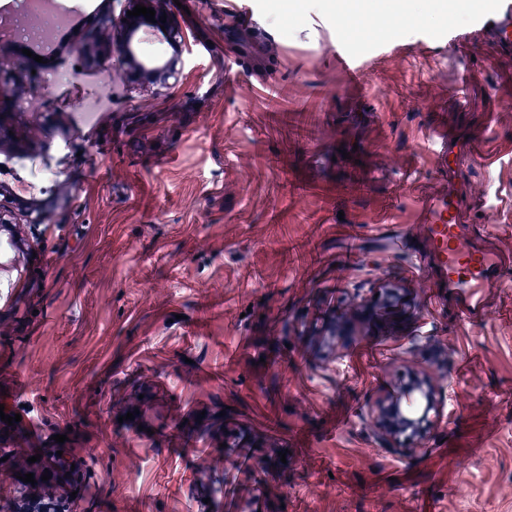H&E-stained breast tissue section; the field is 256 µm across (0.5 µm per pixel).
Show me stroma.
Here are the masks:
<instances>
[{
  "mask_svg": "<svg viewBox=\"0 0 512 512\" xmlns=\"http://www.w3.org/2000/svg\"><path fill=\"white\" fill-rule=\"evenodd\" d=\"M496 2L181 0L190 59L149 88L76 51L127 0H63L74 22L0 97L23 176L56 178L44 223L0 226V409L21 417L0 512H512V55L474 25ZM440 125L490 143L458 174L504 264L471 319L416 222ZM411 369L446 408L396 454L369 416ZM48 461L66 476L23 482Z\"/></svg>",
  "mask_w": 512,
  "mask_h": 512,
  "instance_id": "1",
  "label": "stroma"
}]
</instances>
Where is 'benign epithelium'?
Returning <instances> with one entry per match:
<instances>
[{
	"mask_svg": "<svg viewBox=\"0 0 512 512\" xmlns=\"http://www.w3.org/2000/svg\"><path fill=\"white\" fill-rule=\"evenodd\" d=\"M129 4L132 8L138 4L153 8L155 21H148L142 15L129 17L125 12L117 17L108 15L89 35L88 41L78 46V52L88 57L93 65L102 58L118 62L120 77L130 83L166 85L185 66V49L166 9V0H129ZM164 14L167 18L162 23L160 16ZM143 27L162 35L175 49L160 67L148 68L138 57L136 45ZM15 215L27 217L33 224L39 223L44 218V208L39 201L20 197L12 193L9 186L1 184L0 223H10ZM444 393L445 386L437 378L420 371L406 375L398 392L380 401L370 414L381 443L398 453L421 447L442 414Z\"/></svg>",
	"mask_w": 512,
	"mask_h": 512,
	"instance_id": "benign-epithelium-1",
	"label": "benign epithelium"
}]
</instances>
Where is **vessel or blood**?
<instances>
[{
	"label": "vessel or blood",
	"instance_id": "1",
	"mask_svg": "<svg viewBox=\"0 0 512 512\" xmlns=\"http://www.w3.org/2000/svg\"><path fill=\"white\" fill-rule=\"evenodd\" d=\"M493 46L512 53V0H498L496 9L479 20ZM437 157L444 177L455 174L460 161L477 151L478 142L450 145L448 136L437 135ZM465 204L455 186L423 194L417 221L432 242L440 282L463 297V313H472L480 302L479 291L501 279L497 254L481 245L480 228L465 230L459 212Z\"/></svg>",
	"mask_w": 512,
	"mask_h": 512
}]
</instances>
